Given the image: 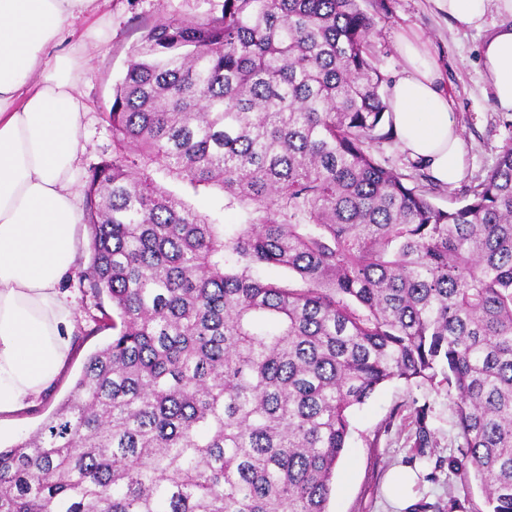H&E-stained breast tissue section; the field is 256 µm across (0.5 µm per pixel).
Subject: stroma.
Segmentation results:
<instances>
[{
	"label": "stroma",
	"instance_id": "stroma-1",
	"mask_svg": "<svg viewBox=\"0 0 512 512\" xmlns=\"http://www.w3.org/2000/svg\"><path fill=\"white\" fill-rule=\"evenodd\" d=\"M361 8L377 21L373 50L388 81L402 76L399 53L401 37L419 36L436 62L448 89L462 129L466 148V173L455 185L434 182L427 171L401 148L398 138L388 137L390 120L378 128L385 134L371 152L383 165L399 173L404 183L425 191L437 206L452 209L465 192L481 182L492 169L508 131L480 77L477 32L456 30L445 15L433 10L429 0H359ZM186 10L185 0H96L87 16L67 24L61 35L63 47L92 40V32L111 26L89 67L80 77V91L88 106L81 169L112 151V138L103 120L112 104V86L126 69L127 51L136 35L132 18L152 22L162 8ZM66 288L75 307L76 351L63 376L35 407L0 418V445L8 447L37 430L70 394L88 354L108 342L111 331L97 329L92 320L95 300L78 279ZM428 406L425 424H418L416 410ZM350 433L332 478L329 512H394L382 489L386 473L408 465L418 470L415 503L409 512H448L456 499L463 512H487L477 480H463L448 462L460 458L456 418L445 388L413 380H394L379 387L363 404L348 411ZM427 428L426 445H419L420 428Z\"/></svg>",
	"mask_w": 512,
	"mask_h": 512
}]
</instances>
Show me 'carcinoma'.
Here are the masks:
<instances>
[{"instance_id": "obj_1", "label": "carcinoma", "mask_w": 512, "mask_h": 512, "mask_svg": "<svg viewBox=\"0 0 512 512\" xmlns=\"http://www.w3.org/2000/svg\"><path fill=\"white\" fill-rule=\"evenodd\" d=\"M202 4L135 26L85 175L112 339L0 449V512H328L348 409L439 376L449 465L512 512V138L442 209L369 151L359 0Z\"/></svg>"}]
</instances>
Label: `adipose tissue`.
<instances>
[{
  "label": "adipose tissue",
  "mask_w": 512,
  "mask_h": 512,
  "mask_svg": "<svg viewBox=\"0 0 512 512\" xmlns=\"http://www.w3.org/2000/svg\"><path fill=\"white\" fill-rule=\"evenodd\" d=\"M95 0H0V416L50 392L75 345L62 284L86 245L76 179L87 106L76 72L94 52H59L65 24ZM460 31L484 36L481 77L512 113V0H430ZM404 74L389 88L401 146L442 185L463 179L454 103L419 40L402 38Z\"/></svg>",
  "instance_id": "obj_1"
}]
</instances>
